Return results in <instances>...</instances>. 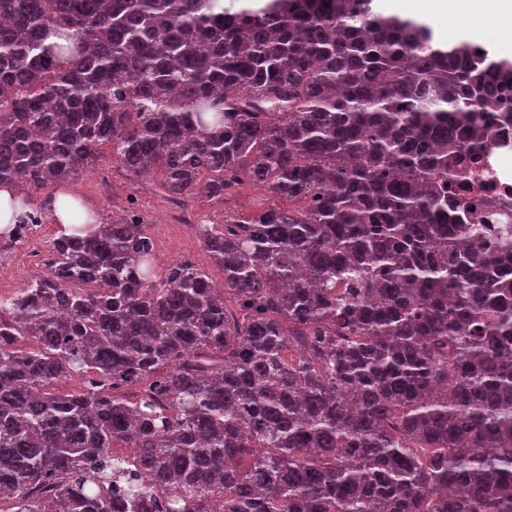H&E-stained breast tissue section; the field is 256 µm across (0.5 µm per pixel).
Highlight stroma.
I'll return each instance as SVG.
<instances>
[{"instance_id":"obj_1","label":"stroma","mask_w":512,"mask_h":512,"mask_svg":"<svg viewBox=\"0 0 512 512\" xmlns=\"http://www.w3.org/2000/svg\"><path fill=\"white\" fill-rule=\"evenodd\" d=\"M81 198L97 210L101 222H112L121 214L147 224L154 242V262L157 269L188 260L206 271L215 282H222L223 273L212 262L198 233L201 220L223 223L225 216L247 213L263 206L276 204L277 199L267 190L245 182L224 199L194 198L183 204L170 200L151 176L133 177L116 163L109 150H102L101 160L94 170L72 182ZM58 235L53 219H45L26 245L0 251V267L7 277L0 279V297H15L22 285L32 284L44 277L36 267L34 256L48 250L51 239Z\"/></svg>"}]
</instances>
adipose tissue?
Here are the masks:
<instances>
[{
  "label": "adipose tissue",
  "mask_w": 512,
  "mask_h": 512,
  "mask_svg": "<svg viewBox=\"0 0 512 512\" xmlns=\"http://www.w3.org/2000/svg\"><path fill=\"white\" fill-rule=\"evenodd\" d=\"M433 9L453 36L461 32L456 27L458 20L470 17V25L461 33L476 43L486 41L487 26H494L499 47L512 55V0H433Z\"/></svg>",
  "instance_id": "1"
}]
</instances>
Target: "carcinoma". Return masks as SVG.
<instances>
[{
	"instance_id": "1",
	"label": "carcinoma",
	"mask_w": 512,
	"mask_h": 512,
	"mask_svg": "<svg viewBox=\"0 0 512 512\" xmlns=\"http://www.w3.org/2000/svg\"><path fill=\"white\" fill-rule=\"evenodd\" d=\"M510 94L512 60L375 0H0V186L105 146L288 203L200 225L220 285L159 277L134 219L53 240L0 299L10 512H512V238L450 194Z\"/></svg>"
}]
</instances>
